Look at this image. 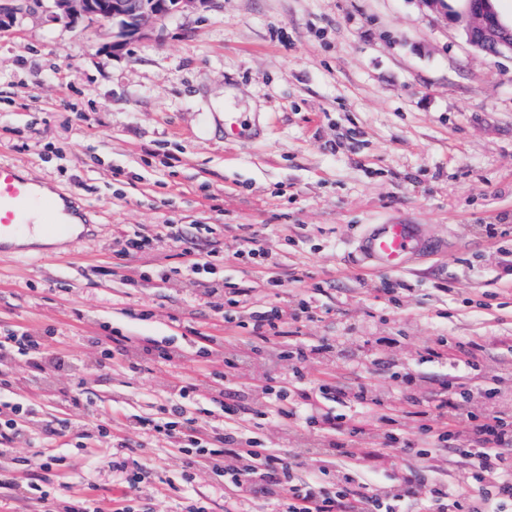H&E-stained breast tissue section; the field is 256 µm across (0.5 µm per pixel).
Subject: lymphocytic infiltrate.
Returning <instances> with one entry per match:
<instances>
[{
  "mask_svg": "<svg viewBox=\"0 0 512 512\" xmlns=\"http://www.w3.org/2000/svg\"><path fill=\"white\" fill-rule=\"evenodd\" d=\"M317 307L301 299L292 311L274 307L251 313L240 337V346L225 353L221 369L213 371L217 382L238 378L245 365L261 359L264 382L258 391L263 401L260 418L280 423L289 432L304 435L316 428L326 443L321 448H303L291 441L268 447L255 432L252 421L238 424L234 431L212 420L211 409L201 406L198 384L192 376H180L165 396L166 403L181 407L178 415L147 419L124 413L118 422L122 430L152 431L154 444L174 448L189 463L205 467L223 479L235 497L247 498L255 488H264L282 512H476L473 502L483 497L489 512H512V414L501 412L507 398L498 388H487L480 408H472L467 388L449 387L432 408L415 410L380 401L366 386L345 390L333 379L306 380L300 365L316 358L335 355L338 339L319 343H295L294 337L317 319ZM429 360L461 363L474 367L484 351L481 343L461 337H440L424 347ZM125 357L123 370L130 378L153 362L171 366L181 360L180 352L155 341L144 344L131 337L113 334L110 347L101 352L99 364L108 367L113 352ZM48 341L14 329L0 332V358L23 355L31 369L33 383L52 388L58 378L47 362ZM14 380L0 371V488H10L29 502H44L49 493L37 476H22L24 459L13 456V445L24 435L27 416L25 400H5ZM353 404L354 413L324 410L326 397ZM415 421V444L421 459H428L447 447L470 458L469 468L456 473L448 486L432 485L424 498H416L404 466L391 465L386 484L376 485L367 477L375 470V460L386 456L389 447L407 446L408 421ZM305 458L309 476L296 482L293 462ZM113 465L125 476V493L116 498L111 512H137L144 492L143 467L134 448L121 443L113 451Z\"/></svg>",
  "mask_w": 512,
  "mask_h": 512,
  "instance_id": "1",
  "label": "lymphocytic infiltrate"
}]
</instances>
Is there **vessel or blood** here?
<instances>
[{
  "label": "vessel or blood",
  "mask_w": 512,
  "mask_h": 512,
  "mask_svg": "<svg viewBox=\"0 0 512 512\" xmlns=\"http://www.w3.org/2000/svg\"><path fill=\"white\" fill-rule=\"evenodd\" d=\"M60 211L58 200L22 175L17 164L0 162V251L11 249L13 239L33 233L38 226L52 233H66V225L57 219ZM421 247L411 224L377 225L362 243L363 253L371 260L395 270Z\"/></svg>",
  "instance_id": "b4317fda"
}]
</instances>
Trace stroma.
I'll return each mask as SVG.
<instances>
[{
    "instance_id": "1",
    "label": "stroma",
    "mask_w": 512,
    "mask_h": 512,
    "mask_svg": "<svg viewBox=\"0 0 512 512\" xmlns=\"http://www.w3.org/2000/svg\"><path fill=\"white\" fill-rule=\"evenodd\" d=\"M110 39L106 24H50L38 12L0 35V161L68 197L85 222L55 258L36 245L0 254V330L54 331L55 357L88 381L80 405L65 406L24 362H9L30 404L15 448L32 473L55 481L41 444L60 448L99 415L153 416L164 402L173 368L150 363L136 379L102 368L99 337L187 350L190 329L234 336L250 312L294 306L308 291L324 313L303 338L353 336L330 361L304 364L306 378L332 374L385 398L409 372L422 401L448 383L476 393L512 384V347L488 346L474 372L422 349L439 336H512V57L479 53L421 0H217L168 19L162 39L117 55ZM218 102L238 134L210 129ZM168 224L198 255H216L217 278L250 289L236 323L192 305L201 278L163 238ZM379 224L416 225L426 249L398 270L363 260L360 241ZM488 224L500 235L487 238ZM123 225L155 237L154 248L120 262ZM252 235L276 268L233 260ZM161 263L175 269L165 283L149 277ZM271 276L283 287H267ZM384 286L397 303L380 305ZM381 336L394 346L367 358L364 340ZM261 378L255 363L225 387L239 418L254 417ZM68 461L69 493L119 495L111 438ZM397 461L419 493L470 465L454 452L447 471L429 472L411 448ZM145 464L140 512H181L190 487L205 512H225L214 476L186 470L176 449L147 448Z\"/></svg>"
}]
</instances>
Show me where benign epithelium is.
Wrapping results in <instances>:
<instances>
[{
  "label": "benign epithelium",
  "instance_id": "7a95c632",
  "mask_svg": "<svg viewBox=\"0 0 512 512\" xmlns=\"http://www.w3.org/2000/svg\"><path fill=\"white\" fill-rule=\"evenodd\" d=\"M45 12L48 21H96L112 26V41L104 48L122 50L127 42L163 36L165 22L186 12L207 11L215 0H0V32L7 30L30 3ZM463 11L449 17L463 19L466 42L475 50L512 55V24L504 23L492 0H462Z\"/></svg>",
  "mask_w": 512,
  "mask_h": 512
}]
</instances>
